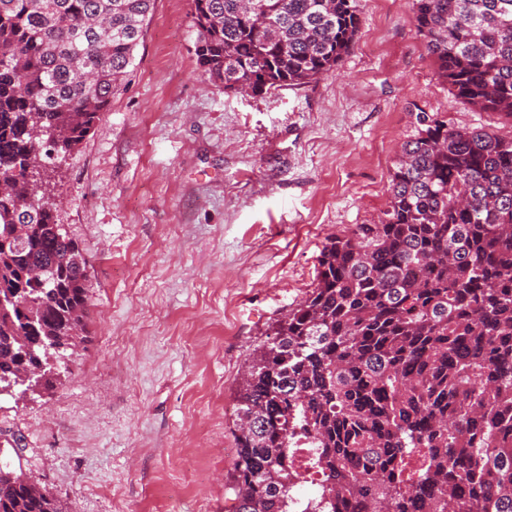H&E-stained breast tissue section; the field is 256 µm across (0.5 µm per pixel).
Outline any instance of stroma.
Segmentation results:
<instances>
[{"mask_svg":"<svg viewBox=\"0 0 512 512\" xmlns=\"http://www.w3.org/2000/svg\"><path fill=\"white\" fill-rule=\"evenodd\" d=\"M357 9L333 71L246 96L199 70L191 0H155L129 75L62 159L88 341L49 393L0 392V464L64 512H232L241 370L327 239L381 222L418 112L512 135L439 78L412 0Z\"/></svg>","mask_w":512,"mask_h":512,"instance_id":"obj_1","label":"stroma"}]
</instances>
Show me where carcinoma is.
<instances>
[{
  "instance_id": "obj_1",
  "label": "carcinoma",
  "mask_w": 512,
  "mask_h": 512,
  "mask_svg": "<svg viewBox=\"0 0 512 512\" xmlns=\"http://www.w3.org/2000/svg\"><path fill=\"white\" fill-rule=\"evenodd\" d=\"M153 2L0 0L4 389L52 388L86 341L87 263L50 178L133 67ZM412 2L457 96L512 118V0ZM191 18L201 71L255 95L328 73L359 29L356 0H191ZM417 119L387 219L328 240L243 370L234 512H512V138ZM0 512L62 507L0 466Z\"/></svg>"
}]
</instances>
